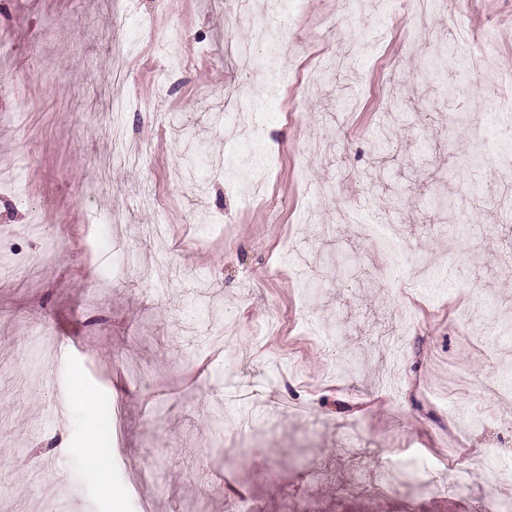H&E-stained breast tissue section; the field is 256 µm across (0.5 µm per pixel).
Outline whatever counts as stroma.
Here are the masks:
<instances>
[{
  "mask_svg": "<svg viewBox=\"0 0 512 512\" xmlns=\"http://www.w3.org/2000/svg\"><path fill=\"white\" fill-rule=\"evenodd\" d=\"M263 0H137L123 21L129 53L98 41L107 0H0V512H479L512 485L450 479L512 461V223L493 208L451 213L437 197H494L507 181L488 105L512 69V0H456L416 20L396 0H290L296 39L258 43L285 70L237 111L224 87L250 73L228 9ZM447 32L450 62L414 75ZM345 70L305 77L319 56ZM485 54L484 71L459 59ZM141 167L112 160V105ZM489 153L472 168L478 142ZM124 223L112 221L115 208ZM385 224L404 287L363 224ZM167 229L165 240L145 232ZM405 331L400 346L375 336ZM397 396L373 388L392 362ZM99 394L52 418L56 378ZM250 412L247 447L228 457L225 427ZM99 433L87 441L84 425ZM365 435L377 466L436 486L337 494L353 475L341 433ZM96 456H88L87 445ZM325 457L335 482L310 484Z\"/></svg>",
  "mask_w": 512,
  "mask_h": 512,
  "instance_id": "stroma-1",
  "label": "stroma"
}]
</instances>
